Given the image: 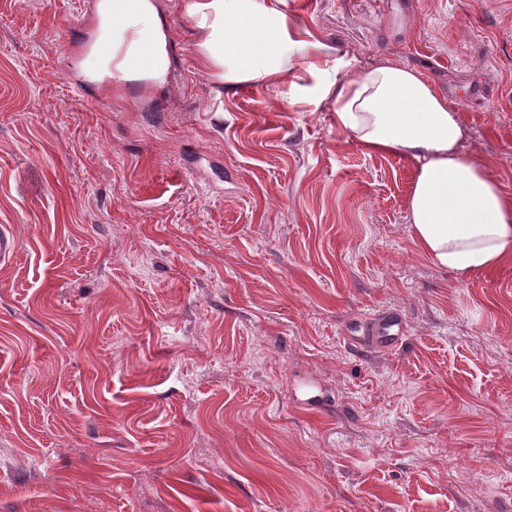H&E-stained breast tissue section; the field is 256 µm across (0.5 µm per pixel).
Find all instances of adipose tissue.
Listing matches in <instances>:
<instances>
[{
  "label": "adipose tissue",
  "instance_id": "1",
  "mask_svg": "<svg viewBox=\"0 0 512 512\" xmlns=\"http://www.w3.org/2000/svg\"><path fill=\"white\" fill-rule=\"evenodd\" d=\"M184 10L199 65L219 87L285 84L306 72L309 95L334 101L338 131L366 152L411 164L410 234L422 255L463 274L512 262V196L463 152L458 112L422 71L386 59L350 80L331 79L340 60L278 0H185ZM170 41L158 0H98L89 78L111 76L116 90L132 82L164 88ZM104 45L111 59L99 55Z\"/></svg>",
  "mask_w": 512,
  "mask_h": 512
}]
</instances>
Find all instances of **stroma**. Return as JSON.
<instances>
[{
  "mask_svg": "<svg viewBox=\"0 0 512 512\" xmlns=\"http://www.w3.org/2000/svg\"><path fill=\"white\" fill-rule=\"evenodd\" d=\"M95 6L0 0V512H512V263L434 265L409 165L220 89L183 0L169 87L86 83ZM281 7L339 79L421 69L512 196V0ZM352 335L347 338L355 346L364 345L387 350L402 343L406 336V325L401 315L389 313L363 325H356Z\"/></svg>",
  "mask_w": 512,
  "mask_h": 512,
  "instance_id": "1",
  "label": "stroma"
}]
</instances>
